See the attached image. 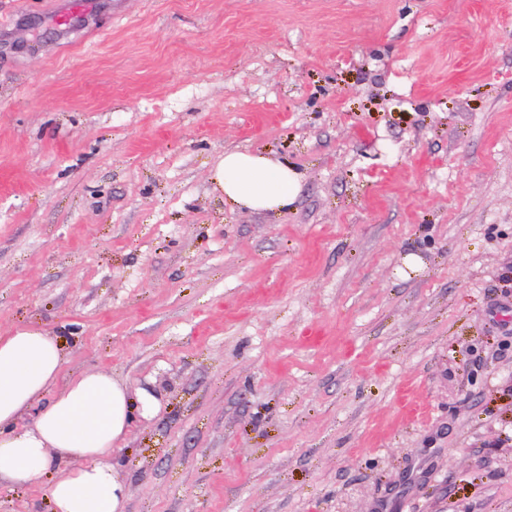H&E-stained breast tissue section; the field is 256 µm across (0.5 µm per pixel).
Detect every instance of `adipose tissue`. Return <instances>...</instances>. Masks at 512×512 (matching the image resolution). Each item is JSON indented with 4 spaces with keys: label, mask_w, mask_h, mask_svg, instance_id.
Instances as JSON below:
<instances>
[{
    "label": "adipose tissue",
    "mask_w": 512,
    "mask_h": 512,
    "mask_svg": "<svg viewBox=\"0 0 512 512\" xmlns=\"http://www.w3.org/2000/svg\"><path fill=\"white\" fill-rule=\"evenodd\" d=\"M213 178L225 200L256 212L288 209L301 187L293 165L248 149L225 152ZM62 364L55 337L28 328L0 335V480L44 489L54 512H125L128 486L112 452L156 399L105 372L80 373L52 392ZM45 395L49 405L21 425ZM55 466L59 475L46 481Z\"/></svg>",
    "instance_id": "ef3b65f1"
}]
</instances>
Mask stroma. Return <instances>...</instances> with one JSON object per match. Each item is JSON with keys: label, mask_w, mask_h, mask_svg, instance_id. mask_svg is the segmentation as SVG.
I'll use <instances>...</instances> for the list:
<instances>
[{"label": "stroma", "mask_w": 512, "mask_h": 512, "mask_svg": "<svg viewBox=\"0 0 512 512\" xmlns=\"http://www.w3.org/2000/svg\"><path fill=\"white\" fill-rule=\"evenodd\" d=\"M73 2L0 0V335L157 397L127 512H512V0ZM213 178L225 200L256 212L287 210L301 187L300 175L288 161L248 149L226 151Z\"/></svg>", "instance_id": "1"}]
</instances>
